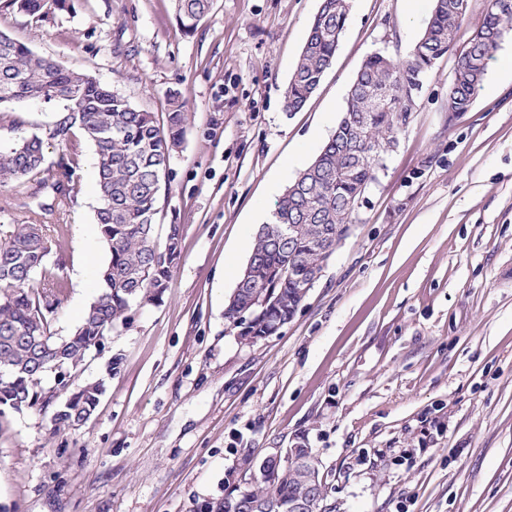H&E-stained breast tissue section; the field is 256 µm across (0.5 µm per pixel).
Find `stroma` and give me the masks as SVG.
<instances>
[{"instance_id": "1", "label": "stroma", "mask_w": 512, "mask_h": 512, "mask_svg": "<svg viewBox=\"0 0 512 512\" xmlns=\"http://www.w3.org/2000/svg\"><path fill=\"white\" fill-rule=\"evenodd\" d=\"M319 5L213 0L189 36L172 0H74L47 21L0 10V32L137 109L164 114L177 92L189 110L155 217L157 241L183 228L172 278L73 369L103 385L84 424L52 431L54 371L48 406L0 415V512H206L295 446L312 449L338 512H512V32L457 118L455 53L429 71L290 322L248 343L224 318L256 229L332 136L363 61L407 58L434 0H350L330 68L288 112ZM65 106H0V150L44 136ZM73 149L76 201L0 188V239L38 224L51 246L58 338L81 323L108 258L95 152L81 137Z\"/></svg>"}]
</instances>
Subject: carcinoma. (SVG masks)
<instances>
[{"label": "carcinoma", "instance_id": "carcinoma-1", "mask_svg": "<svg viewBox=\"0 0 512 512\" xmlns=\"http://www.w3.org/2000/svg\"><path fill=\"white\" fill-rule=\"evenodd\" d=\"M180 31L194 33L209 14L212 0H172ZM456 0H435L432 16L408 58L397 62L374 53L367 57L353 82L346 112L319 155L286 187L269 222L254 236L250 255L259 259L254 281L268 293L266 308L254 314L244 341L269 335L276 323L292 318L306 298L296 281L275 274L299 269L316 260V251L336 252V239L353 223L354 206L367 187L377 180L385 159L367 154L366 138L358 125L367 121L371 138L397 144V134L409 123L397 107L386 108L374 98L386 92L400 101L414 81L425 78L437 61L451 52L466 14ZM71 0H0V8L45 19L67 10ZM349 12V0H321L307 40L284 91L287 112L301 110L330 68ZM512 22V0H488L481 25L472 30L466 49L456 61L448 90V112L468 111L484 80L487 61L497 50L502 29ZM69 101L46 130L20 139L0 152V187L12 184L32 189L36 196L51 188L56 199L69 203L79 192L74 179L77 156L64 154L58 172L45 173L43 144L49 139L68 145L76 133L89 141L97 158L100 204L96 223L109 257L99 273L98 291L80 325L66 338L50 332L48 314L62 302V290L42 288L34 274L45 267L49 253L35 224H25L0 244V408L24 409L44 400L41 376L60 369L62 387L70 386L65 370L76 367L91 347L124 325L137 301L157 298L171 278L180 257V227L170 225L166 242L154 236V219L162 183L171 156L182 144L187 121L186 102L176 92L168 95V112L160 119L135 108L117 90L101 85L93 76L64 68L36 55L28 46L0 33V104L22 106L37 99ZM252 289L241 290L226 304L224 317L234 323L249 318ZM100 384L72 390L66 404L50 419L55 432L76 428L94 412ZM307 475L300 465L269 459L262 478L238 493H228L208 506L207 512H288V504L308 495Z\"/></svg>", "mask_w": 512, "mask_h": 512}]
</instances>
